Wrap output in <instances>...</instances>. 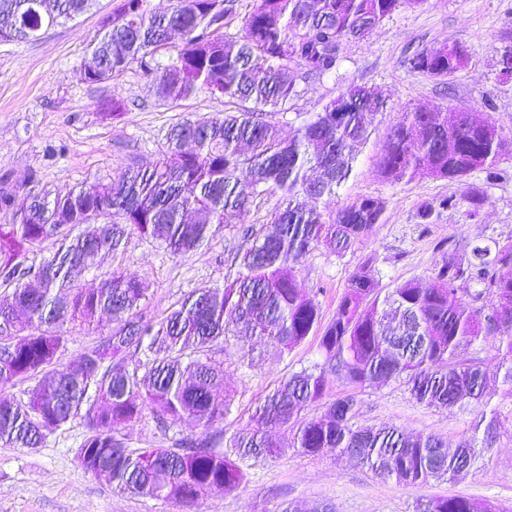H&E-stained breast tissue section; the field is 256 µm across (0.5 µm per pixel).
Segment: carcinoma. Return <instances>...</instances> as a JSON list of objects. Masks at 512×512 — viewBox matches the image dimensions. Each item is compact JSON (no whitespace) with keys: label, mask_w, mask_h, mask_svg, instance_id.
<instances>
[{"label":"carcinoma","mask_w":512,"mask_h":512,"mask_svg":"<svg viewBox=\"0 0 512 512\" xmlns=\"http://www.w3.org/2000/svg\"><path fill=\"white\" fill-rule=\"evenodd\" d=\"M93 0H0V42L31 40L87 11ZM173 0L165 13L151 0H119L90 43L101 84L138 66L156 75L159 100L175 104L200 92L224 97V113L207 122L172 124L156 163L133 166L84 187L31 190L17 222L0 225V391L30 383L27 401L0 397V444L34 449L79 418L87 433L75 452L79 465L122 493L175 501L190 508L209 494L237 488L248 461L275 452L266 429L288 424L322 404L327 373L362 386L405 380L429 407L487 405L480 359L462 352L490 338L497 343L503 383L512 393V243L466 245L448 251L437 285L404 281L381 293L367 266L351 275L336 314L324 326L320 368L283 381L255 409V427L234 438L229 453L209 442L177 448H133L116 426L149 416L164 428L185 418L206 425L224 418L229 403L213 391L224 372L228 342L259 336L291 350L321 326L318 304L298 288L295 266L320 245L340 254L382 222L386 202L358 198L321 209L351 174L358 148L372 133L383 99L349 83L318 112L280 135L272 116L310 83L335 70L345 43L369 34L421 0ZM236 28L230 33L228 29ZM180 32L172 46L170 33ZM169 54L159 67L158 56ZM468 63L458 46L416 54L410 67L452 78ZM512 152L491 115L475 119L444 104L408 108L387 132L377 163L387 182L433 177L460 181L475 171L487 182ZM276 195L270 229L239 228L251 246L224 285L198 288L162 317H150L141 283L114 271L88 290L77 275L101 253L123 251L133 234L185 257L237 223L257 199ZM459 204L451 194L422 204L417 217ZM54 251L43 255L45 243ZM39 261L29 262L30 256ZM479 289L471 292L469 285ZM105 312L112 330L56 368L71 327L90 328ZM351 397L325 405L299 423L294 447L307 456L337 451L399 484L454 482L474 469V445L448 453L436 436L393 426L353 425ZM422 512H500L459 495L437 496Z\"/></svg>","instance_id":"1"}]
</instances>
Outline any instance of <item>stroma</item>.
<instances>
[{
    "instance_id": "stroma-1",
    "label": "stroma",
    "mask_w": 512,
    "mask_h": 512,
    "mask_svg": "<svg viewBox=\"0 0 512 512\" xmlns=\"http://www.w3.org/2000/svg\"><path fill=\"white\" fill-rule=\"evenodd\" d=\"M116 2L96 0L89 12L46 29L38 39L0 43V194L19 201L31 189L87 186L129 166L152 163L173 123L223 112V99L205 93L173 105L158 102L152 77L136 67L100 85L83 81L88 44ZM443 43L460 46L470 60L454 78L439 79L407 66L416 53ZM510 43L512 0H423L347 43L338 72L315 81L292 101V111L316 112L346 81L371 88L387 102L349 179L326 200L327 209L334 210L365 196L383 198V222L345 254L321 246L296 267L298 286L319 303L323 321L333 318L349 277L360 266L371 267L384 290L410 279L429 287L449 245L491 246L512 239V154L499 164L506 179L493 183L479 172L459 183L426 177L391 184L376 175L388 128L418 104L442 102L491 114L512 140V82L499 81L497 66L499 49ZM115 98L126 102L124 116L117 122L102 119L106 103ZM472 189L485 197L479 218L470 219L463 204L442 212L434 223L418 222L422 203ZM246 246L236 227L229 226L192 254L175 258L133 235L118 256L99 257L96 272L115 269L139 280L150 312L159 316L193 289L223 285L234 257ZM96 272L82 276L83 287H97ZM319 340V334H311L285 352L259 339L230 345L217 391L230 402L223 420L205 427L185 419L163 431L148 418L125 432L135 447L147 448L246 430L254 407L281 380L323 363ZM477 355L488 379L484 408L419 404L399 379L356 387L333 375L327 384V400L354 396V423L360 428L395 425L436 435L450 449L471 441L474 433L492 430L476 468L457 482L405 486L336 452L305 456L292 448L293 429L286 426L271 432L277 456L255 461L245 484L204 498L195 512H281L291 503L300 512H316L325 502L337 512H415L418 502L443 495L512 506V397L504 393L493 342L481 343ZM85 433L83 421L75 420L41 447L0 445V512H183L173 502L119 493L86 472L75 458Z\"/></svg>"
}]
</instances>
